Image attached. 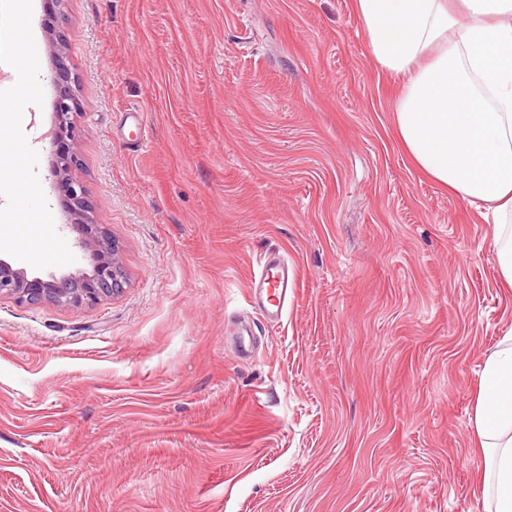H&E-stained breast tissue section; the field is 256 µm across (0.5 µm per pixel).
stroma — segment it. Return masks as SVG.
<instances>
[{
	"mask_svg": "<svg viewBox=\"0 0 512 512\" xmlns=\"http://www.w3.org/2000/svg\"><path fill=\"white\" fill-rule=\"evenodd\" d=\"M52 24L127 280L78 310L0 299V512H483L471 418L512 290L480 210L399 144L352 0H35L22 126L66 238ZM271 251L298 288L245 359Z\"/></svg>",
	"mask_w": 512,
	"mask_h": 512,
	"instance_id": "1",
	"label": "stroma"
}]
</instances>
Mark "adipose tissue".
Instances as JSON below:
<instances>
[{"mask_svg": "<svg viewBox=\"0 0 512 512\" xmlns=\"http://www.w3.org/2000/svg\"><path fill=\"white\" fill-rule=\"evenodd\" d=\"M353 0L379 68L401 82L394 131L430 180L494 219L512 288V0ZM474 427L484 512H512V330L485 361Z\"/></svg>", "mask_w": 512, "mask_h": 512, "instance_id": "adipose-tissue-1", "label": "adipose tissue"}]
</instances>
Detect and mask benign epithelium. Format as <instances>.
<instances>
[{"mask_svg": "<svg viewBox=\"0 0 512 512\" xmlns=\"http://www.w3.org/2000/svg\"><path fill=\"white\" fill-rule=\"evenodd\" d=\"M46 40L55 73L52 121L47 133L53 147L50 170L59 206L66 217L65 227L89 259L90 268L60 276L51 274L44 279L30 276L25 269L0 259V299L7 297L29 304L47 302L78 309L120 290L124 270L119 248L106 245L104 227L95 222L86 191L73 177V171L81 166L73 146V116L80 104L63 61L66 35L52 26L46 30Z\"/></svg>", "mask_w": 512, "mask_h": 512, "instance_id": "1", "label": "benign epithelium"}]
</instances>
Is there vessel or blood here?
<instances>
[{"label":"vessel or blood","mask_w":512,"mask_h":512,"mask_svg":"<svg viewBox=\"0 0 512 512\" xmlns=\"http://www.w3.org/2000/svg\"><path fill=\"white\" fill-rule=\"evenodd\" d=\"M296 285V275L281 258L266 255L257 262L251 280V296L268 322H278L288 308Z\"/></svg>","instance_id":"b4317fda"}]
</instances>
